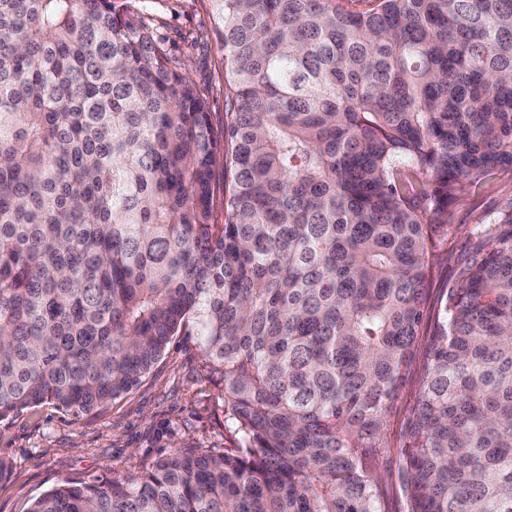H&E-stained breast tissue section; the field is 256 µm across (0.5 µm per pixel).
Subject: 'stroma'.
<instances>
[{"instance_id":"obj_1","label":"stroma","mask_w":512,"mask_h":512,"mask_svg":"<svg viewBox=\"0 0 512 512\" xmlns=\"http://www.w3.org/2000/svg\"><path fill=\"white\" fill-rule=\"evenodd\" d=\"M153 20L155 37L187 66L190 80L207 97L215 124H223L227 88L224 47L212 0H138ZM512 201V171H495L448 207V227L428 243L426 288L430 299L445 296L470 258L479 226ZM419 347L399 386L377 442L376 470L388 512H406L398 463L406 447L415 389L428 368ZM224 383L210 372L196 325L172 337L160 360L127 394L84 414L44 403L0 421V459L13 465L0 483V512H28L32 501L63 480L84 483L106 475L137 474L177 448L234 447L224 427Z\"/></svg>"}]
</instances>
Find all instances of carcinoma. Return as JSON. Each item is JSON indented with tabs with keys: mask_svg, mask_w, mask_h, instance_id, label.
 Listing matches in <instances>:
<instances>
[{
	"mask_svg": "<svg viewBox=\"0 0 512 512\" xmlns=\"http://www.w3.org/2000/svg\"><path fill=\"white\" fill-rule=\"evenodd\" d=\"M213 2L221 130L128 0H0V421L118 398L193 319L239 441L29 512H385L428 228L512 168V0ZM472 250L427 345L407 512H512L511 202Z\"/></svg>",
	"mask_w": 512,
	"mask_h": 512,
	"instance_id": "cac0c4a2",
	"label": "carcinoma"
}]
</instances>
